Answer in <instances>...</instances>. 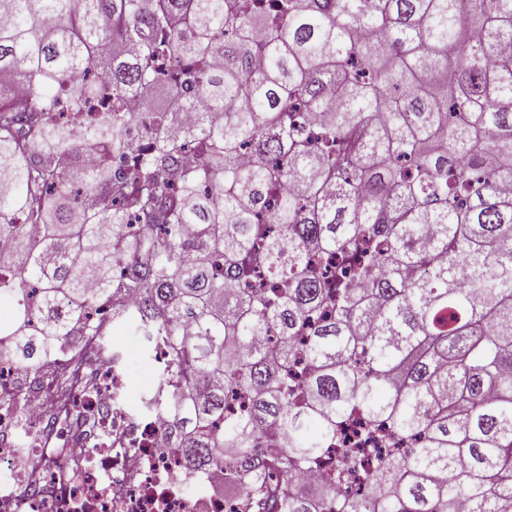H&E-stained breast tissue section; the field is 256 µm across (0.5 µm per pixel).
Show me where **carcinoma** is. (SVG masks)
I'll return each mask as SVG.
<instances>
[{
	"label": "carcinoma",
	"mask_w": 512,
	"mask_h": 512,
	"mask_svg": "<svg viewBox=\"0 0 512 512\" xmlns=\"http://www.w3.org/2000/svg\"><path fill=\"white\" fill-rule=\"evenodd\" d=\"M0 77L8 359L110 303L105 355L168 350L150 404L183 464L272 512H512V0H0ZM353 415L415 447L296 485Z\"/></svg>",
	"instance_id": "1"
}]
</instances>
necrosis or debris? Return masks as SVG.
I'll return each instance as SVG.
<instances>
[{"label": "necrosis or debris", "instance_id": "4bbe7bcc", "mask_svg": "<svg viewBox=\"0 0 512 512\" xmlns=\"http://www.w3.org/2000/svg\"><path fill=\"white\" fill-rule=\"evenodd\" d=\"M97 344L54 342L38 372L0 361V391L22 392L0 416V512H254L243 473L183 465L166 415L128 405V374Z\"/></svg>", "mask_w": 512, "mask_h": 512}]
</instances>
